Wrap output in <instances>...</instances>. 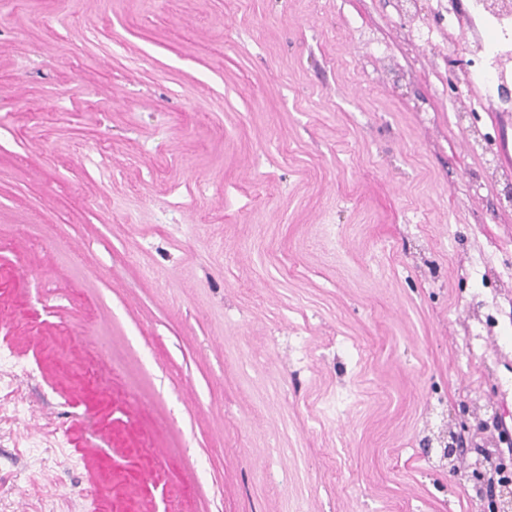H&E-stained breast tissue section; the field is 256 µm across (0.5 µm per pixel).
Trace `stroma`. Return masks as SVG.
Returning <instances> with one entry per match:
<instances>
[{
  "instance_id": "1",
  "label": "stroma",
  "mask_w": 512,
  "mask_h": 512,
  "mask_svg": "<svg viewBox=\"0 0 512 512\" xmlns=\"http://www.w3.org/2000/svg\"><path fill=\"white\" fill-rule=\"evenodd\" d=\"M404 33L0 0V512H112L158 449L137 512H475L423 439L476 393L512 428V204L455 111L481 82Z\"/></svg>"
}]
</instances>
